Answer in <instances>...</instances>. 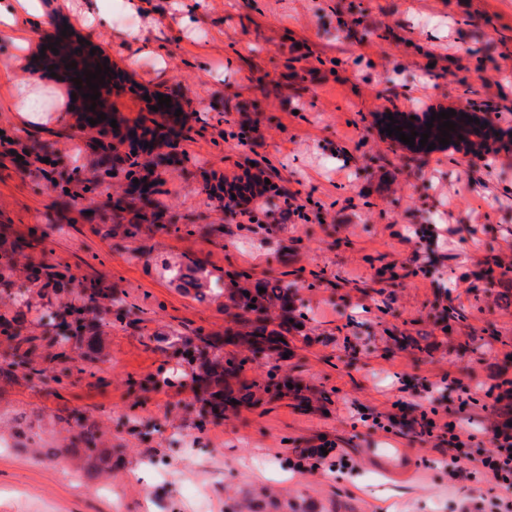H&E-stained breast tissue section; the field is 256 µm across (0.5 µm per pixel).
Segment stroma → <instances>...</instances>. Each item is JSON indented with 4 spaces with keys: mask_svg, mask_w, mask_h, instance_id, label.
<instances>
[{
    "mask_svg": "<svg viewBox=\"0 0 512 512\" xmlns=\"http://www.w3.org/2000/svg\"><path fill=\"white\" fill-rule=\"evenodd\" d=\"M102 4L112 25L89 42L121 68L126 29L145 26L130 80L190 103L182 161L159 195L179 229L143 223L129 238L114 226L102 204L117 186L95 164L96 131L55 111L67 85L18 66L20 35L0 26V234L28 241L21 263L50 262L137 306L119 321L99 308L96 335L63 349L31 294L27 363L8 373L16 343L0 335V512H197L201 496L228 512L240 489L298 512H456L468 496L472 512H491L472 496L485 478L449 480L441 462L455 454L474 469L504 422L512 271L494 261L512 246V151L414 153L377 119L455 107L512 132V0H192L186 14L146 0L139 18L119 0ZM5 73L41 91L39 121L9 109ZM36 143L51 144V162H17ZM253 165L281 195L250 223L203 187ZM56 167L96 191L80 182L59 195L47 177ZM289 194L302 216L286 215ZM191 259L219 283L202 301L174 278ZM228 271L297 281L303 326L279 366L312 388L310 405L265 397L201 415L199 365L180 352L197 335L223 337ZM443 381L439 421L472 436L457 449L419 436L426 387ZM23 412L37 419L40 449L10 446ZM72 416L101 434L89 462L50 454Z\"/></svg>",
    "mask_w": 512,
    "mask_h": 512,
    "instance_id": "obj_1",
    "label": "stroma"
}]
</instances>
